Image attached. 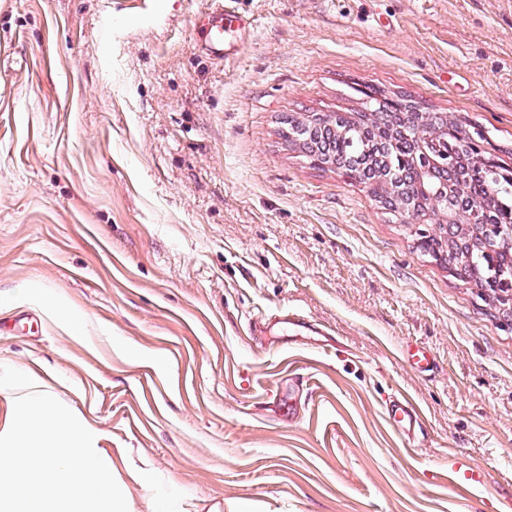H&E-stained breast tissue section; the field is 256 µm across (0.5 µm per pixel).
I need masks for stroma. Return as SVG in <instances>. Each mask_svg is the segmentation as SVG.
Here are the masks:
<instances>
[{"mask_svg":"<svg viewBox=\"0 0 512 512\" xmlns=\"http://www.w3.org/2000/svg\"><path fill=\"white\" fill-rule=\"evenodd\" d=\"M207 5L0 0V366L128 512H512V328L280 135L373 85L512 148V0H237L225 61ZM237 0H210L199 20L205 50L228 59L234 55L247 22L234 10ZM389 424L398 432L409 434L421 419V412L404 396H397L387 409Z\"/></svg>","mask_w":512,"mask_h":512,"instance_id":"1","label":"stroma"}]
</instances>
